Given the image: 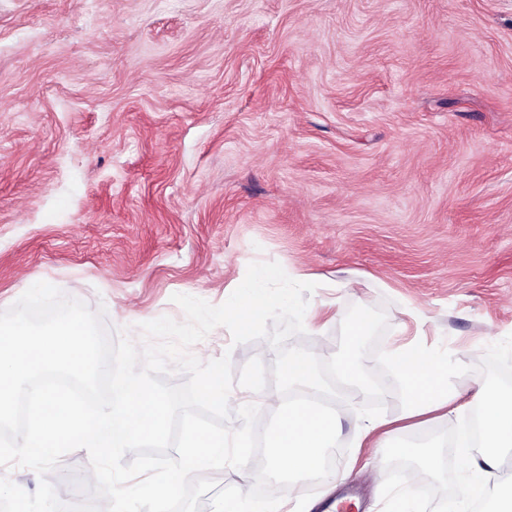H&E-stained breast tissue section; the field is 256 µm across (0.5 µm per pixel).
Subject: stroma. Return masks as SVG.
Segmentation results:
<instances>
[{
	"instance_id": "35a3bbf8",
	"label": "stroma",
	"mask_w": 512,
	"mask_h": 512,
	"mask_svg": "<svg viewBox=\"0 0 512 512\" xmlns=\"http://www.w3.org/2000/svg\"><path fill=\"white\" fill-rule=\"evenodd\" d=\"M315 274L307 347L350 306L447 354L448 382L512 390V0H0V311L50 283L111 337L222 304L254 262ZM82 280L72 291L71 280ZM234 370L267 341L192 346ZM469 410L407 431L370 476L343 420L337 469L361 512H442L462 481L412 448L470 434ZM86 450L52 474L88 501ZM336 512L325 484L283 492Z\"/></svg>"
}]
</instances>
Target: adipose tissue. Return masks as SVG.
I'll list each match as a JSON object with an SVG mask.
<instances>
[{
    "instance_id": "obj_1",
    "label": "adipose tissue",
    "mask_w": 512,
    "mask_h": 512,
    "mask_svg": "<svg viewBox=\"0 0 512 512\" xmlns=\"http://www.w3.org/2000/svg\"><path fill=\"white\" fill-rule=\"evenodd\" d=\"M387 358L399 374L408 397L402 420L378 418L360 430L357 445L369 449L373 471L384 468L390 441L400 435L404 426L413 427L440 418L444 413H457L472 407L478 412L481 448L470 465L488 476H495L501 465L500 449L512 447V393H501L483 386L445 384L447 370L434 365L425 350L410 343L388 349Z\"/></svg>"
}]
</instances>
